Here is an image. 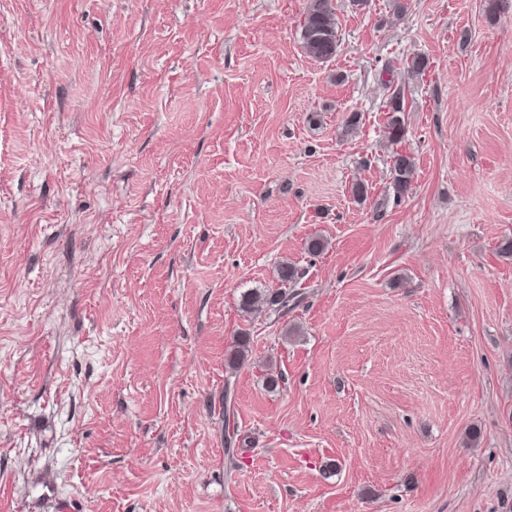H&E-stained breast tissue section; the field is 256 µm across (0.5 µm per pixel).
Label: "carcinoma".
Returning <instances> with one entry per match:
<instances>
[{
    "label": "carcinoma",
    "mask_w": 512,
    "mask_h": 512,
    "mask_svg": "<svg viewBox=\"0 0 512 512\" xmlns=\"http://www.w3.org/2000/svg\"><path fill=\"white\" fill-rule=\"evenodd\" d=\"M301 47L312 59L326 62L334 58L340 46L336 4L334 0H307L300 23ZM390 120L388 121L389 138L397 140L404 133V121L398 116L402 112L401 94L395 90L390 95ZM392 184L395 196L405 197L411 190L415 175L414 159L405 153L394 152L392 155ZM298 271L287 264L278 270L281 287L273 290L252 289L244 293L243 306L251 308L265 305L275 310H285L293 295L288 293V285L296 282Z\"/></svg>",
    "instance_id": "cac0c4a2"
}]
</instances>
